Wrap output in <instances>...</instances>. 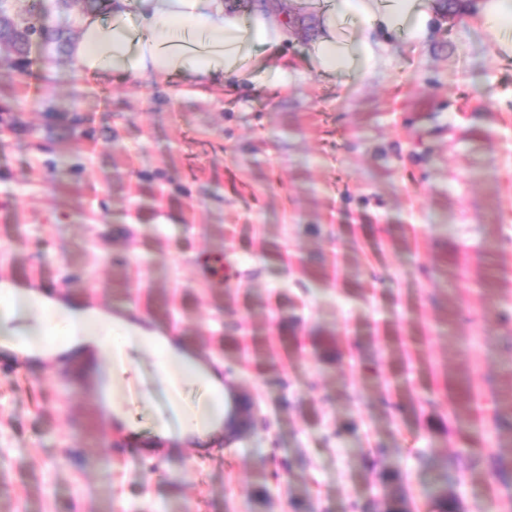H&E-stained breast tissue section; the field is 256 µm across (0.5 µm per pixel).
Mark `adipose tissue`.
I'll list each match as a JSON object with an SVG mask.
<instances>
[{
    "label": "adipose tissue",
    "instance_id": "1",
    "mask_svg": "<svg viewBox=\"0 0 512 512\" xmlns=\"http://www.w3.org/2000/svg\"><path fill=\"white\" fill-rule=\"evenodd\" d=\"M108 6V19L81 17L77 37L67 44L70 63L81 76L164 80L188 75L202 82L233 79L273 86L287 85L290 74L265 66L259 51L279 46L295 32L303 34L312 67L350 77L377 60V34L425 38L441 10L437 0H315L303 22L296 23L282 0H261L245 14L229 0H109ZM49 330L59 334L50 347L43 340ZM0 347L35 365L47 360L78 365L84 384L105 387L110 423L127 431L137 422L125 405L123 384L137 377L140 352L152 348L168 382L196 361L189 349L170 345L145 325L11 280L0 281ZM188 390L199 391L197 402L185 400ZM225 393L220 373L201 368L185 388L172 389L170 405L180 426L172 428L159 418L157 438L183 443L205 435L225 417Z\"/></svg>",
    "mask_w": 512,
    "mask_h": 512
}]
</instances>
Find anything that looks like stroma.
I'll return each mask as SVG.
<instances>
[{"instance_id":"stroma-1","label":"stroma","mask_w":512,"mask_h":512,"mask_svg":"<svg viewBox=\"0 0 512 512\" xmlns=\"http://www.w3.org/2000/svg\"><path fill=\"white\" fill-rule=\"evenodd\" d=\"M481 2L351 80L289 42L276 88L52 48L20 78L0 44V279L135 307L249 402L233 441L133 459L73 366L0 369V512H512V58ZM139 377L147 441L151 352Z\"/></svg>"}]
</instances>
